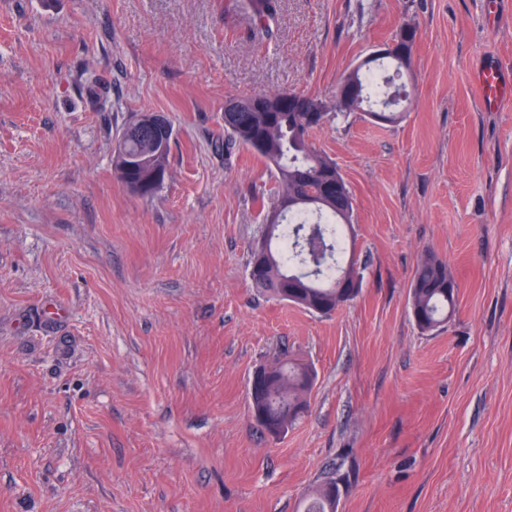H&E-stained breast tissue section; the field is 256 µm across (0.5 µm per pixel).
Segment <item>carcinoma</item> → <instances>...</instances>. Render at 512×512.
Returning a JSON list of instances; mask_svg holds the SVG:
<instances>
[{"mask_svg":"<svg viewBox=\"0 0 512 512\" xmlns=\"http://www.w3.org/2000/svg\"><path fill=\"white\" fill-rule=\"evenodd\" d=\"M280 0H226L224 17L230 19L240 12L247 16L254 37L259 41L275 37ZM413 50L401 56H389L387 61L368 59L356 71L357 93L345 102L323 103L326 115L363 112L383 123H395L398 112L372 110L369 78L383 70L385 94L405 85L404 73L409 71ZM287 93H256L236 97L238 112L224 113V142L254 149V142H263L257 155L264 159L278 182L281 195L272 209L277 210L284 199L294 197L298 204L286 209L292 217L315 212L316 233L305 238L306 224H267L248 262L249 277L256 288L282 301L285 291L295 290L296 305L310 311L316 307L324 315L331 314L353 301L361 288L343 283L348 274L360 275L355 255L342 263L345 253L344 228L351 227L354 208L336 201V194H346L350 188L336 185V163L317 150L310 142L316 126L305 120L306 113L290 112L282 106ZM125 150L134 155L153 154L150 139L132 138L125 141ZM458 285L448 270V264L433 252L425 253L414 271L409 294L411 314L421 332H432L448 323L456 310ZM312 384L299 365H282L277 377L255 395L256 406L276 418L308 407ZM329 481L307 500L303 512H336L337 502L330 499Z\"/></svg>","mask_w":512,"mask_h":512,"instance_id":"carcinoma-1","label":"carcinoma"}]
</instances>
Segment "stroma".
<instances>
[{
    "label": "stroma",
    "mask_w": 512,
    "mask_h": 512,
    "mask_svg": "<svg viewBox=\"0 0 512 512\" xmlns=\"http://www.w3.org/2000/svg\"><path fill=\"white\" fill-rule=\"evenodd\" d=\"M413 24L394 124L338 115L312 135L354 198L360 295L329 315L263 296L247 263L277 184L224 147V104L332 103ZM512 0H281L251 42L224 0H0V512H512ZM98 80L89 95L87 73ZM174 128L151 198L115 175L137 113ZM458 308L421 333L424 252ZM308 364L278 437L249 378ZM478 88L483 101L499 106L512 98V86L499 80L497 71H482L478 75ZM336 486V481H329L316 492V496L307 500L304 504L303 512H336V500L330 501L328 487Z\"/></svg>",
    "instance_id": "stroma-1"
}]
</instances>
